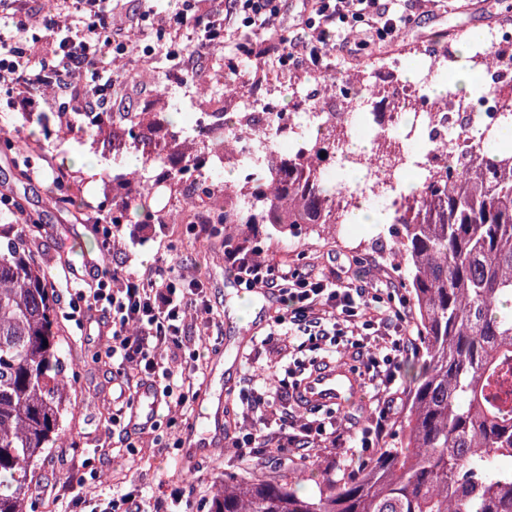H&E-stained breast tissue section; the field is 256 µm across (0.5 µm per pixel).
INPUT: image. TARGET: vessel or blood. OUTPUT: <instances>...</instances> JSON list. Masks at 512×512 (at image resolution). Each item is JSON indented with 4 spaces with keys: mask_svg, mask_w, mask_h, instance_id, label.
<instances>
[{
    "mask_svg": "<svg viewBox=\"0 0 512 512\" xmlns=\"http://www.w3.org/2000/svg\"><path fill=\"white\" fill-rule=\"evenodd\" d=\"M361 392V380L355 366L347 361H333L313 367L299 382L295 397L307 409L341 408L359 397ZM158 406L153 389L141 388L131 411L132 422L151 423Z\"/></svg>",
    "mask_w": 512,
    "mask_h": 512,
    "instance_id": "vessel-or-blood-1",
    "label": "vessel or blood"
}]
</instances>
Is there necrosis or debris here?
<instances>
[{
    "label": "necrosis or debris",
    "instance_id": "1",
    "mask_svg": "<svg viewBox=\"0 0 512 512\" xmlns=\"http://www.w3.org/2000/svg\"><path fill=\"white\" fill-rule=\"evenodd\" d=\"M473 64L492 88L481 102L455 94L432 97L427 93L426 83L395 80L403 62L388 58L380 68L391 74L392 79L384 83L378 96L386 105L385 111H363L358 82L347 81L337 87L333 103L309 106L301 113L282 114L272 127L274 137L290 152H301L303 136L314 122L325 128L345 125L351 135L371 139L377 146V156L391 166L389 178L377 182L364 177L359 188L337 193L332 204L340 211L351 210L353 205L363 202L377 203L389 212L403 211L409 201L403 183L406 172L415 170L428 175L445 170L451 158L479 156L483 147L467 137V129L476 122L494 125L505 113L512 112V35L496 30L486 33L473 54ZM232 141L233 148L225 153L223 162L214 163L201 173L188 171L185 182L202 178L219 181L226 166L251 177V132L237 133Z\"/></svg>",
    "mask_w": 512,
    "mask_h": 512
}]
</instances>
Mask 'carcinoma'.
<instances>
[{
	"label": "carcinoma",
	"instance_id": "obj_1",
	"mask_svg": "<svg viewBox=\"0 0 512 512\" xmlns=\"http://www.w3.org/2000/svg\"><path fill=\"white\" fill-rule=\"evenodd\" d=\"M224 82L254 97L255 86L241 72H225ZM268 112H226L222 127L200 136L194 149L174 132L173 117L182 116L175 108L118 107L71 118L84 122L91 145L104 142L137 157L143 170H160L153 180L112 177L120 190L112 223L120 224L133 213L153 222L147 202L176 194L187 168H209L240 123L260 127L256 135L267 138L261 128L275 122ZM60 117L36 113L31 125L38 137L17 142L16 150L40 148ZM495 132L483 129L487 148L479 157L454 158L419 185L413 207L393 223L392 251L403 259L423 358L396 439L355 472L319 471L312 493L301 491L295 476L242 475L215 493L212 512H512V149L499 146ZM305 147L329 177L308 168L301 155L271 147L277 190L223 181L216 208L204 183L197 200L184 195L178 203L241 236L259 224L278 236H326L336 223L331 200L343 186L336 157L347 148L321 128L308 133ZM17 216L24 223L0 224V512H26L39 461L72 436L54 300L47 272L28 248L31 227L41 223L23 209Z\"/></svg>",
	"mask_w": 512,
	"mask_h": 512
}]
</instances>
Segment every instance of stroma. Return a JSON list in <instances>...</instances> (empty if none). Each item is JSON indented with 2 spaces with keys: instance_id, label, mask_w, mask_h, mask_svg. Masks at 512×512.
I'll list each match as a JSON object with an SVG mask.
<instances>
[{
  "instance_id": "35a3bbf8",
  "label": "stroma",
  "mask_w": 512,
  "mask_h": 512,
  "mask_svg": "<svg viewBox=\"0 0 512 512\" xmlns=\"http://www.w3.org/2000/svg\"><path fill=\"white\" fill-rule=\"evenodd\" d=\"M462 0H447L436 5L427 0L423 7L426 14L414 31L403 33L389 43L372 41L355 52L354 64L339 62L340 74L351 69L373 70L387 57L406 59L405 77L415 78L420 70L413 60L411 50L443 48L457 43L461 30L500 28L502 21L512 20V0H469L468 10H461ZM167 62L154 63L147 71L138 73L124 93L123 103L136 111L159 112L162 100L156 90L165 84ZM89 141L75 136L65 145L42 151L35 163L44 168L64 165L69 174L78 177L81 187L82 216H75L72 209L51 199L48 180L30 181L22 178L19 170L23 156L0 148V192L18 197L27 211L38 214L46 231L31 244L34 258L49 276L67 272L71 276L91 280L88 266L97 257L99 234L93 224L100 217L104 199L103 183L99 177L107 167L105 158H98L96 167L82 163L91 154ZM356 238L324 240L300 236L299 243L290 247L272 239L266 225L252 231L258 246L273 262H285L299 272L325 273L330 263L350 266L361 274L366 287L380 291L378 309L382 314H393L404 307L408 297L405 272L396 266L383 264L381 254L391 244L390 238L379 237L369 225L354 227ZM120 239L106 264L119 276L141 272L143 266L152 264L173 268L190 280H198L206 293L210 306L208 317H196L189 323L182 359H189L194 352H202L205 369V395L197 399L187 411L174 414L159 408L156 429L133 434L132 445L113 450L108 436V418L120 393L109 368L94 358V353L106 340L107 326L97 323L79 326L67 320L63 307H56V322L64 340L63 360L65 375L70 383L71 412L68 422L72 429L68 464L64 469L51 471L48 464H40L37 479L53 478L65 482L71 475H89L91 470L102 471V480L90 484V491L104 496H121L139 490L145 501L167 499L178 488L186 494L180 504L182 512H210L212 493L216 484L224 479L243 474L262 480L285 476V469L268 462V450H260L257 458L239 459L234 452H216L204 456L194 465L183 466L178 462L182 452L178 439L184 438L187 428L199 429L209 424H230L239 429L244 423L246 398L251 389L262 385L269 372L285 375L288 369L310 367L319 363L326 352L309 346L293 351L274 352L265 344L267 334L274 330L272 313L263 309L259 296L247 291L237 292L227 287L224 272V236L209 233L200 238L186 224H157L152 231H145L143 224L128 222L119 225ZM212 319V326H205V319ZM240 359L239 369H232L233 359ZM383 395L364 391L358 401L345 409L336 410L335 447L316 448L307 458L315 468H333L343 474L352 466L346 455L351 445V432L365 429L380 430L383 441L394 439L397 421L381 419L379 409ZM111 447L109 458H102L101 448Z\"/></svg>"
}]
</instances>
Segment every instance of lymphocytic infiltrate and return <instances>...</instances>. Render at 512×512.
<instances>
[{"mask_svg":"<svg viewBox=\"0 0 512 512\" xmlns=\"http://www.w3.org/2000/svg\"><path fill=\"white\" fill-rule=\"evenodd\" d=\"M175 11H148L140 28L142 63L157 56L170 63L166 79L187 84L209 56L225 50L224 66L235 70L244 57L277 58L279 65L315 73L332 70L336 59L352 56V34L361 40H392L401 29L417 27L418 0H301L293 22H286L283 0H176ZM129 42L114 25L112 0H0V101L12 112L108 111L114 88L124 81L121 66ZM262 250L247 236L224 246V269L236 281L275 289L289 308L277 315L276 331L266 341L278 344L307 339L330 350L385 346L384 357H369L361 372L363 385L388 390L383 415H397L402 391L394 387L393 366L419 352L407 313L377 311L367 288L339 276H303L284 264L261 259ZM73 315L101 313L112 334L102 352L126 387L151 385L161 404L187 409L198 396L189 368L179 366L178 352L190 310L208 311L201 288L157 266L128 276L94 282L65 280ZM288 382L254 391L250 415L230 445L249 460L258 449L275 447V466L293 454L321 447L335 420L289 418L279 402Z\"/></svg>","mask_w":512,"mask_h":512,"instance_id":"1","label":"lymphocytic infiltrate"}]
</instances>
